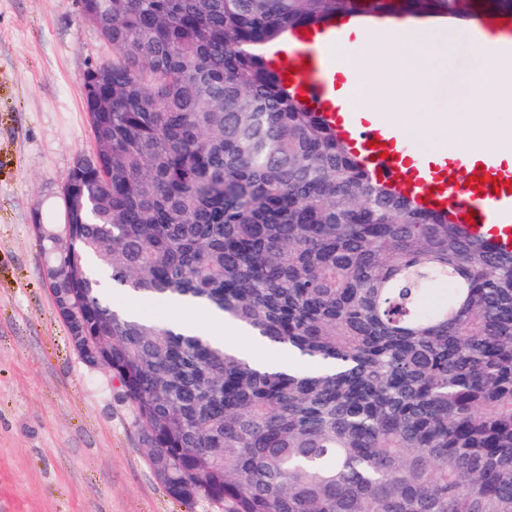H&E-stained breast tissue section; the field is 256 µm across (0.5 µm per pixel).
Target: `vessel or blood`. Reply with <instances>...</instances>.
Instances as JSON below:
<instances>
[{
	"label": "vessel or blood",
	"mask_w": 512,
	"mask_h": 512,
	"mask_svg": "<svg viewBox=\"0 0 512 512\" xmlns=\"http://www.w3.org/2000/svg\"><path fill=\"white\" fill-rule=\"evenodd\" d=\"M358 24V18L349 16L303 29L296 33L294 47L284 54L281 70L288 73L294 96L306 99L308 107L319 110L325 118H335L336 113L324 51ZM481 27L500 35L491 46L492 52L512 58V18L488 15ZM340 130L345 139L358 146L365 165L380 182L426 210L442 213L454 209L459 219L467 220L471 233L492 232L495 244L512 252V168L489 158L463 169L422 165L406 175L399 161L402 152L412 151L413 146L398 144L384 121L351 112Z\"/></svg>",
	"instance_id": "b4317fda"
}]
</instances>
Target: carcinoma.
Listing matches in <instances>:
<instances>
[{
  "label": "carcinoma",
  "mask_w": 512,
  "mask_h": 512,
  "mask_svg": "<svg viewBox=\"0 0 512 512\" xmlns=\"http://www.w3.org/2000/svg\"><path fill=\"white\" fill-rule=\"evenodd\" d=\"M95 2L113 48L87 70L95 149L67 173L64 223L37 228L70 339L100 348L169 494L219 512H512V252L378 182L273 65L333 16L512 0ZM104 276L308 368L127 317Z\"/></svg>",
  "instance_id": "cac0c4a2"
}]
</instances>
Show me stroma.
Masks as SVG:
<instances>
[{
    "instance_id": "stroma-1",
    "label": "stroma",
    "mask_w": 512,
    "mask_h": 512,
    "mask_svg": "<svg viewBox=\"0 0 512 512\" xmlns=\"http://www.w3.org/2000/svg\"><path fill=\"white\" fill-rule=\"evenodd\" d=\"M448 48L435 102H457L477 66ZM112 48L77 0H0V512H214L156 479L132 404L73 348L35 223L59 221L75 157L91 152L89 67Z\"/></svg>"
}]
</instances>
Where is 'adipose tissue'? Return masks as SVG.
<instances>
[{"mask_svg": "<svg viewBox=\"0 0 512 512\" xmlns=\"http://www.w3.org/2000/svg\"><path fill=\"white\" fill-rule=\"evenodd\" d=\"M456 37L450 27L407 21L379 35L358 32L356 53L336 44L328 54L336 60L334 74L349 105L373 112L383 99H390L393 127L418 146L412 163L476 160L492 154L512 166V126L499 119L500 112L512 109V61L480 55L466 104L448 108L432 103L442 74L439 63ZM473 100L484 104L483 112L471 111Z\"/></svg>", "mask_w": 512, "mask_h": 512, "instance_id": "obj_1", "label": "adipose tissue"}]
</instances>
